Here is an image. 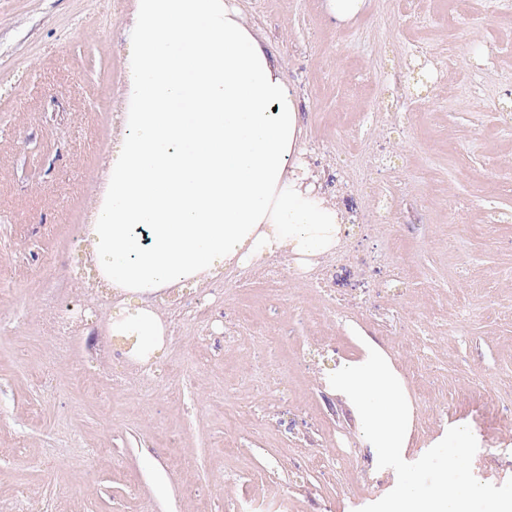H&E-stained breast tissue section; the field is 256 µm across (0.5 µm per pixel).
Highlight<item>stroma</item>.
<instances>
[{
    "label": "stroma",
    "instance_id": "stroma-1",
    "mask_svg": "<svg viewBox=\"0 0 512 512\" xmlns=\"http://www.w3.org/2000/svg\"><path fill=\"white\" fill-rule=\"evenodd\" d=\"M227 2L282 64L297 159L340 212L336 311L300 282L284 303L231 285L205 319L187 312L151 377L106 305L59 353L49 325L77 293L72 238L94 221L130 107L137 0H0V512H359L397 477L328 376L368 344L411 408L405 461L465 425L474 476L512 478V0H363L344 21L328 0ZM238 314L277 334L235 399L220 390ZM277 358L282 384L264 374ZM241 407L253 426L236 434ZM316 438L319 468L304 450Z\"/></svg>",
    "mask_w": 512,
    "mask_h": 512
}]
</instances>
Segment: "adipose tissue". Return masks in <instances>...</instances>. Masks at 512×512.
<instances>
[{"label": "adipose tissue", "mask_w": 512, "mask_h": 512, "mask_svg": "<svg viewBox=\"0 0 512 512\" xmlns=\"http://www.w3.org/2000/svg\"><path fill=\"white\" fill-rule=\"evenodd\" d=\"M132 40L134 106L87 231L100 275L141 296L280 250L329 251L339 213L288 165L300 135L293 99L243 16L226 0H139ZM111 332L142 360L160 350L164 326L125 305Z\"/></svg>", "instance_id": "adipose-tissue-1"}]
</instances>
